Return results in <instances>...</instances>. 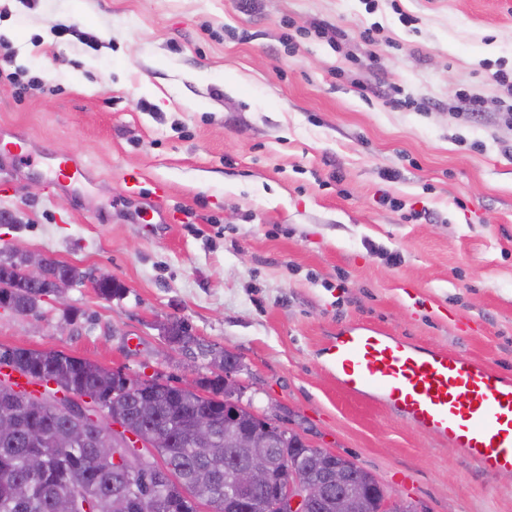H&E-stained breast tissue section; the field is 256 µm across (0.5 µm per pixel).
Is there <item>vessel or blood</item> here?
I'll return each instance as SVG.
<instances>
[{
  "mask_svg": "<svg viewBox=\"0 0 512 512\" xmlns=\"http://www.w3.org/2000/svg\"><path fill=\"white\" fill-rule=\"evenodd\" d=\"M58 182L86 174L58 153ZM339 384L460 448L488 474L512 470V378L472 358L424 348L389 333L355 326L330 347Z\"/></svg>",
  "mask_w": 512,
  "mask_h": 512,
  "instance_id": "obj_1",
  "label": "vessel or blood"
}]
</instances>
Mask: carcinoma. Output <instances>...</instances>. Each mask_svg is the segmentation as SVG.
<instances>
[{"label": "carcinoma", "mask_w": 512, "mask_h": 512, "mask_svg": "<svg viewBox=\"0 0 512 512\" xmlns=\"http://www.w3.org/2000/svg\"><path fill=\"white\" fill-rule=\"evenodd\" d=\"M73 269L46 260L40 278L23 286L12 283L13 274L0 275V303L16 313L38 309L42 297L65 282ZM9 366L23 376L41 382L43 390H15L0 380V512H59L61 502L80 496L87 512H197L205 502L211 512H225L224 489L230 466L245 457L243 448L224 447V374L199 381L204 395H188L177 388L156 386L152 415L166 427L168 448L136 447L126 433L148 427L150 418L139 415L142 397L127 393L115 404L125 413L121 441L151 473L134 478L123 467L100 460L90 442H69L71 432L56 404L74 396L96 403L104 399L101 386L112 371L85 359L24 348L12 349ZM209 418L215 424L211 440L195 446L190 435L193 423ZM42 434L41 441L29 438V429ZM299 457L304 475L315 476L318 460L304 446L291 447ZM39 457L43 466L35 470L30 458ZM350 482L342 494H366L373 489V475L349 463Z\"/></svg>", "instance_id": "cac0c4a2"}]
</instances>
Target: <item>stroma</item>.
I'll use <instances>...</instances> for the list:
<instances>
[{
	"instance_id": "stroma-1",
	"label": "stroma",
	"mask_w": 512,
	"mask_h": 512,
	"mask_svg": "<svg viewBox=\"0 0 512 512\" xmlns=\"http://www.w3.org/2000/svg\"><path fill=\"white\" fill-rule=\"evenodd\" d=\"M0 38L46 85H0V252L124 287L0 308V345L182 383L226 350L242 405L391 500L512 512V474L348 394L329 356L370 326L512 377V120L490 78L512 71V0H0ZM56 151L88 177L57 184ZM173 320L197 345L168 347ZM349 471L352 476L350 482L341 491L343 495L349 493L367 494L373 488V480H376L371 473L357 466L354 462L350 461ZM373 479V480H372Z\"/></svg>"
}]
</instances>
